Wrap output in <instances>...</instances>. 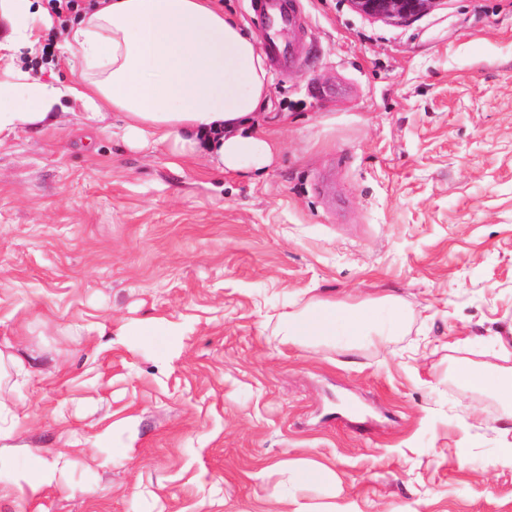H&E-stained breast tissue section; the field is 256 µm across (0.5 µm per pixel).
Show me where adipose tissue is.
I'll use <instances>...</instances> for the list:
<instances>
[{
	"mask_svg": "<svg viewBox=\"0 0 512 512\" xmlns=\"http://www.w3.org/2000/svg\"><path fill=\"white\" fill-rule=\"evenodd\" d=\"M50 23L34 0H0V138L58 125L68 101L89 127L118 114L112 134L131 147L203 155L223 172L258 174L271 164L276 146L255 122L269 91L266 57L258 38L210 0H100L59 45L74 74L68 83L15 64ZM394 304L390 295L373 305L311 300L280 316L279 334L297 347L392 336L405 325ZM461 377L499 393L512 421L511 377L487 367Z\"/></svg>",
	"mask_w": 512,
	"mask_h": 512,
	"instance_id": "1",
	"label": "adipose tissue"
}]
</instances>
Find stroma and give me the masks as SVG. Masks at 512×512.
<instances>
[{
  "instance_id": "stroma-1",
  "label": "stroma",
  "mask_w": 512,
  "mask_h": 512,
  "mask_svg": "<svg viewBox=\"0 0 512 512\" xmlns=\"http://www.w3.org/2000/svg\"><path fill=\"white\" fill-rule=\"evenodd\" d=\"M300 4L261 176L73 116L0 142V512H512V431L458 376L512 370V0ZM386 294V341L277 334ZM31 448L66 450L59 484L17 491ZM298 459L332 484L288 481ZM437 0H349L360 14L383 20H405L426 12Z\"/></svg>"
}]
</instances>
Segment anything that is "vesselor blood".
Wrapping results in <instances>:
<instances>
[{"instance_id": "1", "label": "vessel or blood", "mask_w": 512, "mask_h": 512, "mask_svg": "<svg viewBox=\"0 0 512 512\" xmlns=\"http://www.w3.org/2000/svg\"><path fill=\"white\" fill-rule=\"evenodd\" d=\"M251 8L269 63L284 74L294 73L302 60L297 35L304 24L297 0H251Z\"/></svg>"}]
</instances>
